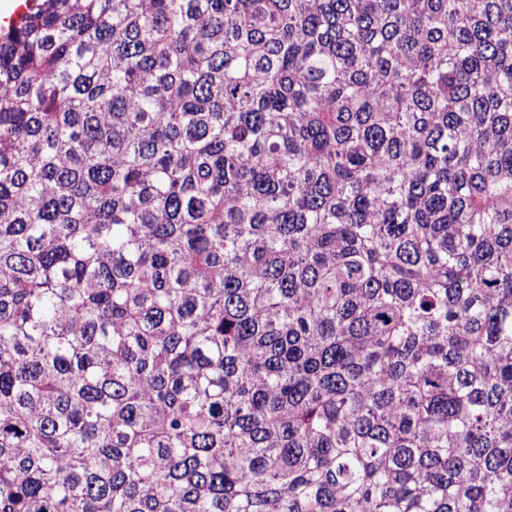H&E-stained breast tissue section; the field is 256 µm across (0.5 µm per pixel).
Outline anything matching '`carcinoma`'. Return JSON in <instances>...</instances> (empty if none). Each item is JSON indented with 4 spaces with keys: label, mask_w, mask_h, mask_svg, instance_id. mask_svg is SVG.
<instances>
[{
    "label": "carcinoma",
    "mask_w": 512,
    "mask_h": 512,
    "mask_svg": "<svg viewBox=\"0 0 512 512\" xmlns=\"http://www.w3.org/2000/svg\"><path fill=\"white\" fill-rule=\"evenodd\" d=\"M0 512H512V0L0 33Z\"/></svg>",
    "instance_id": "cac0c4a2"
}]
</instances>
